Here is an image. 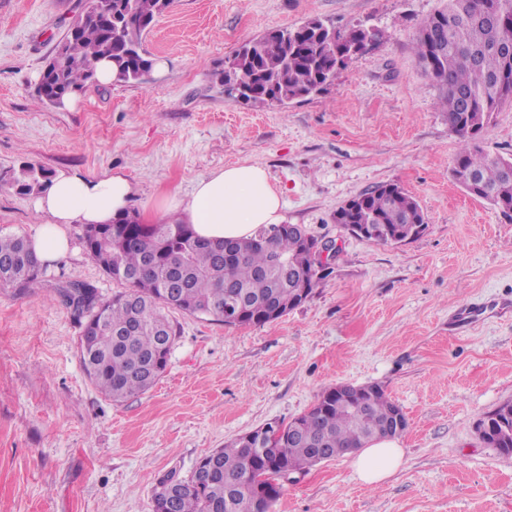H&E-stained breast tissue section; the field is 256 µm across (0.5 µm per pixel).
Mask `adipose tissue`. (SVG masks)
Returning a JSON list of instances; mask_svg holds the SVG:
<instances>
[{"label": "adipose tissue", "instance_id": "1", "mask_svg": "<svg viewBox=\"0 0 512 512\" xmlns=\"http://www.w3.org/2000/svg\"><path fill=\"white\" fill-rule=\"evenodd\" d=\"M136 189L120 171L87 174L63 169L36 193L32 205L45 218L31 240L40 260L63 256L69 242L65 226L109 224L129 216ZM286 219L283 194L260 164L238 162L196 180L189 194H171L159 208L163 224L190 225L209 240L252 236L259 227ZM403 450L395 439L377 438L355 459L359 478L368 485L388 479L401 464Z\"/></svg>", "mask_w": 512, "mask_h": 512}]
</instances>
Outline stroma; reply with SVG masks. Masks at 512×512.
Returning <instances> with one entry per match:
<instances>
[{
    "mask_svg": "<svg viewBox=\"0 0 512 512\" xmlns=\"http://www.w3.org/2000/svg\"><path fill=\"white\" fill-rule=\"evenodd\" d=\"M85 0H0V232L43 223L9 175L125 172L136 203L191 191L224 165H263L288 223L331 243L329 273L285 316L228 327L170 311L177 336L148 392L115 403L85 375L68 282L120 291L67 226L44 287H0V512H152L172 471L289 422L339 383L376 384L404 411L398 471L361 483L347 454L293 474L273 512H512V455L477 424L512 403V220L453 178L459 136L414 36L445 0H174L144 34L166 60L134 84H93L77 111L41 104L40 72ZM318 17L381 36L318 95L225 98L215 74L242 42ZM394 183L427 228L401 245L349 234L335 213Z\"/></svg>",
    "mask_w": 512,
    "mask_h": 512,
    "instance_id": "obj_1",
    "label": "stroma"
}]
</instances>
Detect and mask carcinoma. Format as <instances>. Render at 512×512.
<instances>
[{"label": "carcinoma", "mask_w": 512, "mask_h": 512, "mask_svg": "<svg viewBox=\"0 0 512 512\" xmlns=\"http://www.w3.org/2000/svg\"><path fill=\"white\" fill-rule=\"evenodd\" d=\"M172 0H112V12L96 15L85 4L77 33L59 46L63 60H49V73L38 84V100L61 107L95 80L96 63L107 58L116 81L135 82L152 67L142 38ZM378 32L355 26L341 30L318 18L274 30L242 43L224 61L219 73L224 96L252 104L285 106L322 92L336 73ZM512 0H448L445 8L426 19L415 35V56L439 90V105L448 125L463 143L455 159L454 176L472 195L491 201L505 216L512 215V158L484 151L477 133L494 112L512 103ZM51 178L43 168L24 165L10 182L24 193L38 192ZM364 205L343 213L345 224L380 228L369 240L386 242V233L401 230L400 242L421 235L422 210L400 186L376 188L363 194ZM88 255L113 280L124 286L110 299L95 287L69 283L58 289L61 301L85 318L79 346L82 367L90 381L115 403L149 390L165 372L176 330L167 311L232 326L265 324L295 308L297 287L311 291L322 279L300 238L260 227L254 236L233 241L224 257V243L196 237L187 224H133L122 218L103 225L101 234L85 241ZM28 239L0 235V284L19 290L41 285L43 271L30 266ZM287 260L280 268L272 260ZM230 282L243 303L245 319H224L225 283ZM399 406L377 386L352 389L336 397L330 387L310 410L293 422L278 425L279 437L270 453L266 441L247 444L238 439L200 458L210 466V481L195 476L178 479L168 495L155 493L164 512H272L282 493L288 468L305 471L318 464L315 448L334 459L378 437L401 434L395 417ZM485 443L512 454V407L504 405L482 423Z\"/></svg>", "instance_id": "cac0c4a2"}]
</instances>
